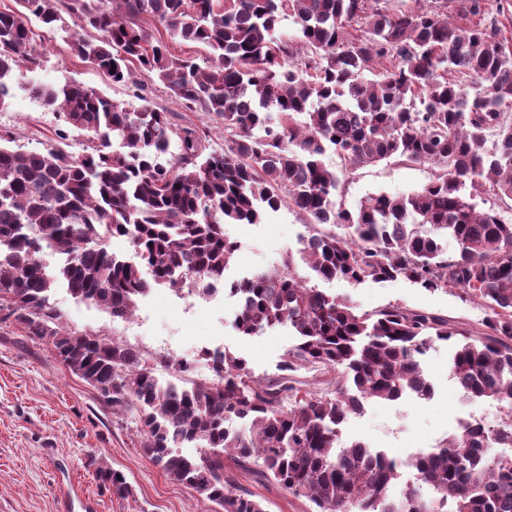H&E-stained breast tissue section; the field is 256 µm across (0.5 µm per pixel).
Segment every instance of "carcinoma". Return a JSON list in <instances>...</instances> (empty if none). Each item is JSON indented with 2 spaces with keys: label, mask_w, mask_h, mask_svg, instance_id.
I'll use <instances>...</instances> for the list:
<instances>
[{
  "label": "carcinoma",
  "mask_w": 512,
  "mask_h": 512,
  "mask_svg": "<svg viewBox=\"0 0 512 512\" xmlns=\"http://www.w3.org/2000/svg\"><path fill=\"white\" fill-rule=\"evenodd\" d=\"M446 8L441 0L393 14L380 0H235L230 10L219 0H17L0 11V110L20 90L62 120L57 144L43 152L14 149L0 134V323L51 345L106 403L135 409L143 454L220 512H265L224 474L227 452L316 512H512V455L483 453L512 447V222L474 202L484 192L512 199L504 115L512 44L496 20L462 28ZM64 10L88 29L69 44L75 56L116 84L140 72L157 78L185 110L224 124V148L206 152V136L174 131L144 96L129 109L95 88L30 79L40 56L32 22L51 30ZM286 12L297 25L289 40L277 36ZM146 17L164 32L144 26ZM168 38L203 46L207 65L174 55ZM72 131L87 137L80 156L64 149ZM174 134L179 153L169 158ZM329 149L344 170L324 165ZM391 158L439 173L407 196L343 208L345 175ZM286 205L309 225L344 229L303 240L301 259L320 279L357 287L402 277L456 289L483 301L482 332L401 305L360 312L307 285L289 256L230 288L241 335L293 331L281 374L255 377L245 359L207 352L214 377L176 385L155 374L169 359L70 331L52 301L63 286L127 320L155 285L205 296L238 249L224 225L260 224ZM108 236L129 239L142 264L109 252ZM444 239L456 243L451 256ZM436 342L451 348L465 395L497 402L507 419L460 425L444 447L409 462L415 484L392 497L396 461L343 443L340 426L363 400L431 397L423 357ZM306 365L343 383L302 393L292 372ZM234 419L241 428L226 425ZM117 475L98 471L112 493L132 495Z\"/></svg>",
  "instance_id": "cac0c4a2"
}]
</instances>
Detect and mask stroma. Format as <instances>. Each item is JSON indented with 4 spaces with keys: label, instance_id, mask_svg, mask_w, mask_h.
Listing matches in <instances>:
<instances>
[{
    "label": "stroma",
    "instance_id": "stroma-1",
    "mask_svg": "<svg viewBox=\"0 0 512 512\" xmlns=\"http://www.w3.org/2000/svg\"><path fill=\"white\" fill-rule=\"evenodd\" d=\"M62 27L42 31L43 54L34 76L47 84L74 81L98 89L112 101L134 108L140 101L133 87L117 85L98 67L71 54L72 32L80 31L77 16L64 15ZM144 92L155 106L170 112L175 126L207 128V149L224 145V126L203 112H189L171 98L158 80H145ZM59 120L42 104L17 94L0 110V132L10 133L14 147L42 151L55 142ZM429 163H404L392 158L364 166L346 176L340 201L353 210L367 196L398 197L422 189L434 177ZM239 248L224 279L241 280L261 267H271L286 256L296 257L300 240L309 232L301 215L284 207L260 224L227 225ZM299 277L331 295L348 296L359 311L372 313L390 305L434 312L469 329L481 327L486 309L481 302L464 301L457 291L430 292L396 279L352 287L341 280L318 281L303 262L295 264ZM225 289L216 296L199 297L165 286L142 298L131 319H112L102 306L73 299L57 289L53 300L67 328L98 334L136 349L147 357L171 359L159 368L161 378L175 373L174 366L190 364L196 379L212 375L205 349L220 347L243 357L252 375L274 377L294 338L288 329L254 336L237 333L232 322L236 297ZM425 371L434 385L426 400L405 398L394 402L367 400L360 413L350 415L343 427L348 441H361L407 460L418 452L441 447L456 430L458 419L472 413L495 425L501 411L492 400L474 402L457 386L446 343L429 350ZM121 472L133 495L122 499L97 477L99 466ZM241 491L260 501L265 512H315L307 498L295 495L239 468L225 458ZM70 485L93 499L98 512H216L206 498L169 480L142 452L140 424L135 410L112 409L97 391L66 368L50 345L34 342L9 323L0 324V512H60L62 486Z\"/></svg>",
    "mask_w": 512,
    "mask_h": 512
}]
</instances>
